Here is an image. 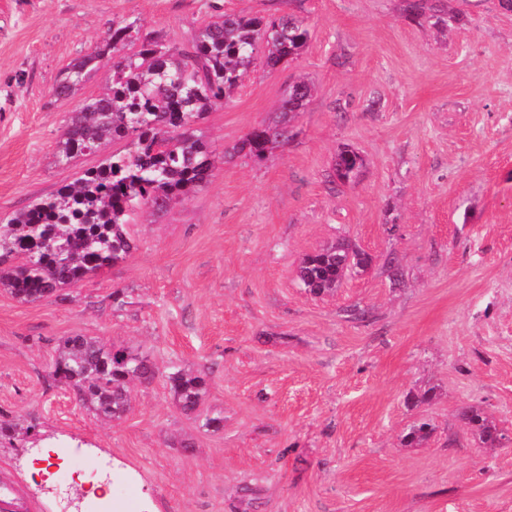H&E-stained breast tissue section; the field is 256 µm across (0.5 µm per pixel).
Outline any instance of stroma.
I'll return each mask as SVG.
<instances>
[{
	"label": "stroma",
	"instance_id": "35a3bbf8",
	"mask_svg": "<svg viewBox=\"0 0 512 512\" xmlns=\"http://www.w3.org/2000/svg\"><path fill=\"white\" fill-rule=\"evenodd\" d=\"M217 5L300 16L308 45L207 114L211 182L138 211L127 261L63 300L0 291V488L20 512H86L91 485L56 477L75 453L110 468L112 512H512V11L498 0H438L462 17L447 26L407 19L406 0H0V217L101 160L54 158L69 112L106 88L101 70L54 97L70 62L134 17L188 44ZM300 77L314 93L288 143L225 161ZM344 148L366 161L345 185ZM338 241L370 267L306 293L302 258ZM71 336L144 353L161 375L102 421L50 374ZM174 366L208 371L199 414L176 404ZM464 406L502 442L465 428ZM422 419L433 433L404 446ZM459 420L467 426L484 444L499 443V431L496 426L479 409L462 407L458 413Z\"/></svg>",
	"mask_w": 512,
	"mask_h": 512
}]
</instances>
